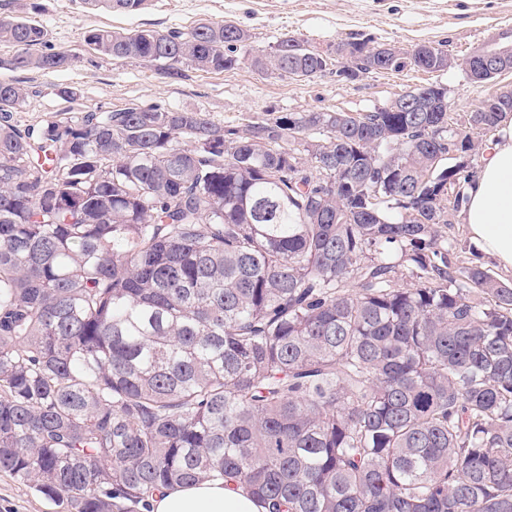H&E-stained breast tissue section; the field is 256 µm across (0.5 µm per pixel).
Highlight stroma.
<instances>
[{"label":"stroma","instance_id":"35a3bbf8","mask_svg":"<svg viewBox=\"0 0 512 512\" xmlns=\"http://www.w3.org/2000/svg\"><path fill=\"white\" fill-rule=\"evenodd\" d=\"M24 17L43 26L47 44L74 57L68 68L43 72L16 70L13 48L0 44V78L22 87L26 98L14 118L38 126L88 110H112L132 104L201 111L224 128L244 120L270 121L286 112H344L359 115L385 106L418 85L445 88L453 127L471 137L479 166L493 133L470 126L468 119L482 102L512 88V72L487 82L468 79L462 68L428 73L371 71L349 79L339 67L311 80H293L255 69L250 61L223 73L181 67L171 75L137 60L114 61L85 41L93 30L156 29L190 31L205 20L247 29L259 53L277 40L293 36L326 50L341 42L368 40L410 51L432 44L461 59L483 49L512 42V0H148L133 15L78 0H0V18ZM69 87L74 98L62 97ZM446 230L459 265L478 264L512 285V271L482 253L457 212ZM0 512H61L59 506L27 484L0 472Z\"/></svg>","mask_w":512,"mask_h":512}]
</instances>
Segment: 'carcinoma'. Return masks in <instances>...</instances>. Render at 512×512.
I'll use <instances>...</instances> for the list:
<instances>
[{
  "label": "carcinoma",
  "mask_w": 512,
  "mask_h": 512,
  "mask_svg": "<svg viewBox=\"0 0 512 512\" xmlns=\"http://www.w3.org/2000/svg\"><path fill=\"white\" fill-rule=\"evenodd\" d=\"M250 39L223 21L86 35L166 71L464 66L426 44ZM0 43L14 69L73 62L32 52L47 31L18 18ZM434 88L229 130L136 104L23 128L1 79L0 471L64 512H150L217 478L267 512H512V286L453 264L442 232L475 145L446 112L394 111ZM511 112L499 93L469 124Z\"/></svg>",
  "instance_id": "1"
}]
</instances>
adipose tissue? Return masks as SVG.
Wrapping results in <instances>:
<instances>
[{
  "label": "adipose tissue",
  "mask_w": 512,
  "mask_h": 512,
  "mask_svg": "<svg viewBox=\"0 0 512 512\" xmlns=\"http://www.w3.org/2000/svg\"><path fill=\"white\" fill-rule=\"evenodd\" d=\"M460 214L479 249L512 270V116L502 119L495 140L466 188ZM152 512H265L241 487L211 480L162 490Z\"/></svg>",
  "instance_id": "ef3b65f1"
}]
</instances>
